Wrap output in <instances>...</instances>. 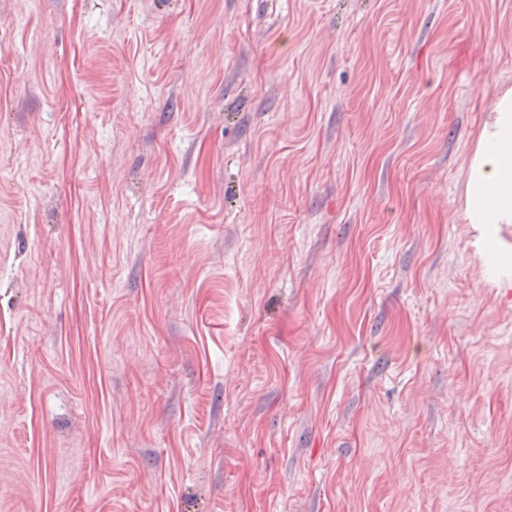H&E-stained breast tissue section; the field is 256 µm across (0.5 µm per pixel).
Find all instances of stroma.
I'll use <instances>...</instances> for the list:
<instances>
[{
  "mask_svg": "<svg viewBox=\"0 0 512 512\" xmlns=\"http://www.w3.org/2000/svg\"><path fill=\"white\" fill-rule=\"evenodd\" d=\"M508 89L512 0H0V512H512ZM465 219L471 224L512 223V92L503 93L470 164Z\"/></svg>",
  "mask_w": 512,
  "mask_h": 512,
  "instance_id": "1",
  "label": "stroma"
}]
</instances>
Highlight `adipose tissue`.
<instances>
[{"label": "adipose tissue", "mask_w": 512, "mask_h": 512, "mask_svg": "<svg viewBox=\"0 0 512 512\" xmlns=\"http://www.w3.org/2000/svg\"><path fill=\"white\" fill-rule=\"evenodd\" d=\"M465 218L471 224L512 223V92L503 93L470 164Z\"/></svg>", "instance_id": "ef3b65f1"}]
</instances>
